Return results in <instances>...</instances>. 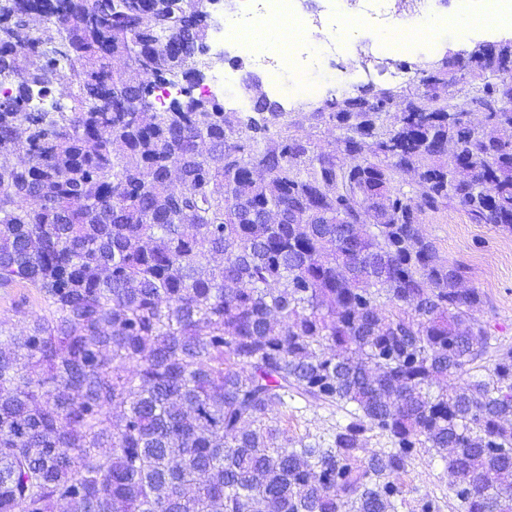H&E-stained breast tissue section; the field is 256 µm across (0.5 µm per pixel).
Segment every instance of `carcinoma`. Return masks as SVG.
I'll use <instances>...</instances> for the list:
<instances>
[{
	"label": "carcinoma",
	"instance_id": "cac0c4a2",
	"mask_svg": "<svg viewBox=\"0 0 512 512\" xmlns=\"http://www.w3.org/2000/svg\"><path fill=\"white\" fill-rule=\"evenodd\" d=\"M24 2L0 288L46 313L0 345V512H443L406 498L423 453L452 512H512V347L418 227L460 208L512 234V40L425 64L416 93L160 112L159 75L208 69L202 0ZM296 399L347 422L285 447Z\"/></svg>",
	"mask_w": 512,
	"mask_h": 512
}]
</instances>
